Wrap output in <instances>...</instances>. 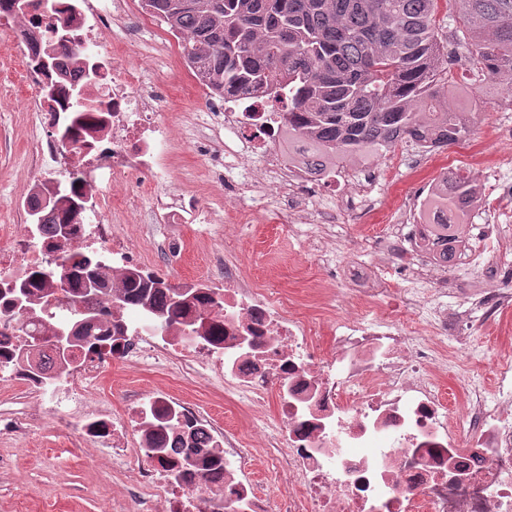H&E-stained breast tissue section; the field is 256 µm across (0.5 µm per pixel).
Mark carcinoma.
<instances>
[{"mask_svg": "<svg viewBox=\"0 0 512 512\" xmlns=\"http://www.w3.org/2000/svg\"><path fill=\"white\" fill-rule=\"evenodd\" d=\"M454 4L453 27L442 34L440 2ZM152 18L180 42L192 72L212 92L262 89L288 99V151L311 171L388 149L407 138L419 147H446L465 140L475 113L449 104L450 89L478 80L486 92L512 107V0H143ZM473 58L476 72L456 77L447 66L448 45ZM63 137L71 141L80 110L94 101L79 97ZM478 189L466 170L448 173L422 213L444 210L454 224L432 225L431 246L443 263L456 257L448 237L468 223ZM79 197L60 190L40 213L39 230L57 239L62 264L31 274L9 305L34 316L31 284L73 292L77 308L101 314L108 287L98 258L66 250L64 232L83 221L73 207ZM127 294L150 301L149 313L163 325L183 316L187 299L163 277L151 284L128 274Z\"/></svg>", "mask_w": 512, "mask_h": 512, "instance_id": "cac0c4a2", "label": "carcinoma"}]
</instances>
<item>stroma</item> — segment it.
I'll use <instances>...</instances> for the list:
<instances>
[{
    "instance_id": "stroma-1",
    "label": "stroma",
    "mask_w": 512,
    "mask_h": 512,
    "mask_svg": "<svg viewBox=\"0 0 512 512\" xmlns=\"http://www.w3.org/2000/svg\"><path fill=\"white\" fill-rule=\"evenodd\" d=\"M129 62L141 70L147 84L159 86L161 118L181 146L172 161L173 189L192 195L198 210L213 217L208 224L152 225L148 259L156 271L175 285L196 281L216 287L221 272L213 258L229 247L256 280L305 305L316 322H325L336 305L354 304L356 296L342 279L329 278L312 266L308 243L316 224L291 228L272 222L263 212L246 223H225L224 181L237 177L238 172L210 161L201 143L208 133L209 102L195 81L177 73L169 59L144 54L130 57ZM32 100L20 78L15 50L0 46V225H15L20 233L26 230L21 204L36 178ZM457 103L478 114L469 140L432 153L402 141L352 162L357 180L372 176L380 167L386 174L371 195V219L337 217V269H344L351 260L369 264L374 257L371 240L396 222L404 206L419 203L422 189L443 168L463 166L475 175L484 171V178L476 182L483 195L500 184H512V109L500 106L497 98L476 86ZM444 274L452 302L489 286L512 287V281L497 279L479 266L453 264ZM469 336L485 357L473 364L457 363L444 376L448 386H455L469 373L493 375L497 356L512 352V311L493 320L475 318ZM153 389L183 395L255 437L260 431L254 428L253 417L273 419L269 407L256 414L225 404L223 393L205 380L185 384L166 371L130 364L110 365L97 383L96 395L118 411L128 395ZM70 442V431L51 420L21 437L0 434V512H147L145 505L131 497L130 480L115 475L111 460L89 448H72Z\"/></svg>"
}]
</instances>
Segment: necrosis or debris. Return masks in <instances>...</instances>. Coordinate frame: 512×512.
I'll list each match as a JSON object with an SVG mask.
<instances>
[{"label": "necrosis or debris", "mask_w": 512, "mask_h": 512, "mask_svg": "<svg viewBox=\"0 0 512 512\" xmlns=\"http://www.w3.org/2000/svg\"><path fill=\"white\" fill-rule=\"evenodd\" d=\"M84 43L98 44L132 19L130 0H58ZM56 51V68L41 60ZM29 86L56 83L54 98L36 113L45 131L37 162L46 175L38 187L50 193L57 177L79 176L86 217L72 239L99 256L112 285L126 287L127 270L147 280L155 270L121 229L136 210L140 192L109 195L96 190L92 175L107 172L112 183L130 171L150 173L153 184L147 221L185 224L197 220L192 198L167 192L168 156L176 146L139 72L119 60L102 59L100 76L87 95L98 104L78 130L79 150L62 148L56 130L69 116V87L84 82L83 68L54 46L53 33L37 27L20 48ZM85 83V82H84ZM224 124V154L234 158L236 180L224 193L239 201L270 198L283 223L306 222L311 192L345 181L339 167L314 174L290 161L280 142L284 104L262 92L210 95ZM265 178L256 181L251 159ZM427 229L418 207L384 239L400 253L416 288L397 294L386 266L358 268L350 280L360 303L333 312L328 344L316 322L290 297L255 281L232 254L224 256V285L188 284V319L204 321L209 335L187 341L182 324L161 326L136 303L103 304L119 330L99 349L77 351L49 371L20 357L28 341L15 325L9 295L20 274L46 267L56 255L52 236L20 237L0 246V375L39 394L59 420L74 430L73 447L96 445L112 456L119 474L135 473L143 503L160 502L165 512H270L251 478L257 455L279 471L287 492L282 512H512V358L498 359L493 385L472 378L446 395L441 369L450 358L471 354L468 331L474 313L491 319L512 309V292H482L471 305H448ZM388 298L386 312L362 305ZM423 312L428 333L414 335L406 318ZM161 366L179 379H206L227 403L255 408L273 403L269 431L252 440L241 428L216 426L187 400L152 391L130 401L122 414L94 404L89 385L109 360ZM170 417L172 428L160 425Z\"/></svg>", "instance_id": "1"}]
</instances>
